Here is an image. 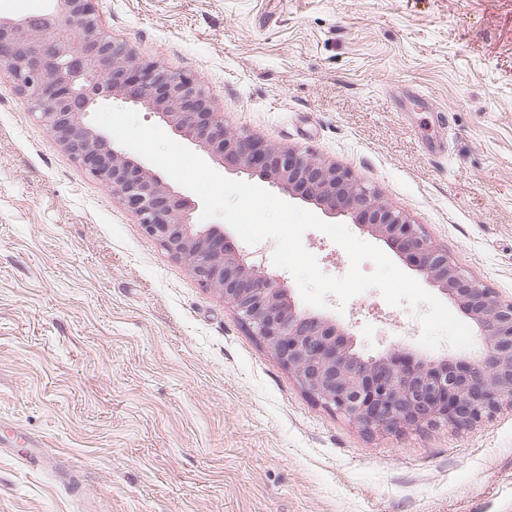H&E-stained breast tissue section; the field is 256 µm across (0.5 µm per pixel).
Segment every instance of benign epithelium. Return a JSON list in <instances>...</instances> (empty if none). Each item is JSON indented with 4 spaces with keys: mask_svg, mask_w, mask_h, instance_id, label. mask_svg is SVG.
<instances>
[{
    "mask_svg": "<svg viewBox=\"0 0 512 512\" xmlns=\"http://www.w3.org/2000/svg\"><path fill=\"white\" fill-rule=\"evenodd\" d=\"M64 149L139 217L146 234L186 262L199 281L325 407L366 433L403 427H461L512 406V300H501L451 260L403 210L350 172L293 148L232 132L197 79L143 63L106 33L93 0H50L41 12L0 15V68ZM107 101L140 106L209 158L260 175L290 197L342 215L397 246L423 279L471 320L478 351L423 359L389 347L355 349L350 328L301 309L283 280L224 235L192 223L181 195L132 161L89 116Z\"/></svg>",
    "mask_w": 512,
    "mask_h": 512,
    "instance_id": "benign-epithelium-1",
    "label": "benign epithelium"
}]
</instances>
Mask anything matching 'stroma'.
<instances>
[{"label": "stroma", "mask_w": 512, "mask_h": 512, "mask_svg": "<svg viewBox=\"0 0 512 512\" xmlns=\"http://www.w3.org/2000/svg\"><path fill=\"white\" fill-rule=\"evenodd\" d=\"M233 130L350 170L512 300V0H94ZM326 274L347 252L310 229ZM322 314L419 342L371 288ZM0 512H512V407L365 434L75 162L0 70Z\"/></svg>", "instance_id": "obj_1"}]
</instances>
